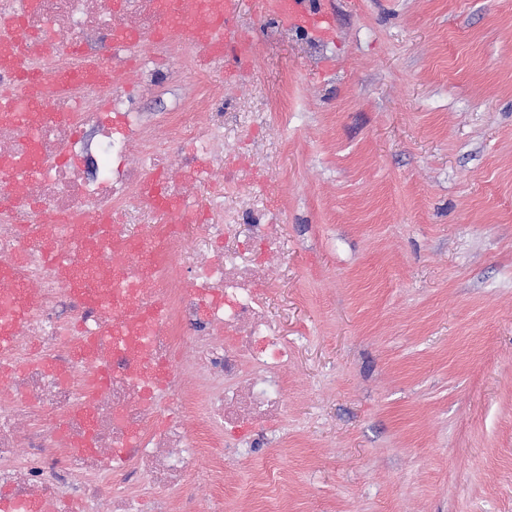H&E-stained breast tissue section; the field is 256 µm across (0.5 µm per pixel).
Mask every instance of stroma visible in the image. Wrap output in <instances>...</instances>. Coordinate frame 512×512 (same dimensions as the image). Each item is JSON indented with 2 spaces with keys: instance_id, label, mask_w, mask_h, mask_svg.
I'll use <instances>...</instances> for the list:
<instances>
[{
  "instance_id": "1",
  "label": "stroma",
  "mask_w": 512,
  "mask_h": 512,
  "mask_svg": "<svg viewBox=\"0 0 512 512\" xmlns=\"http://www.w3.org/2000/svg\"><path fill=\"white\" fill-rule=\"evenodd\" d=\"M322 3L317 40L241 0L221 218L286 241L268 311L294 355L268 441L191 494L512 512V0Z\"/></svg>"
}]
</instances>
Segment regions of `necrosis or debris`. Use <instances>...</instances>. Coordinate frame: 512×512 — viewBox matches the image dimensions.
<instances>
[{
	"label": "necrosis or debris",
	"mask_w": 512,
	"mask_h": 512,
	"mask_svg": "<svg viewBox=\"0 0 512 512\" xmlns=\"http://www.w3.org/2000/svg\"><path fill=\"white\" fill-rule=\"evenodd\" d=\"M176 0H35L12 33L27 66L74 96L48 99L36 136L7 119L15 87L0 72V168L37 159L34 178L0 181V263L21 260L18 283L31 304L0 356V491L41 512L77 502L85 512H171L169 492L210 475L225 457L246 458L243 432H267L285 414L280 370L293 355L267 314L260 287L285 243L254 212L263 242L253 256L237 227L217 221L234 173L224 165L227 129L242 125L208 94L212 68L177 30L190 23ZM52 24L46 55L40 34ZM118 31L142 34L116 50ZM105 65L109 82L94 79ZM195 70L202 92L179 89ZM175 94L173 107L162 106ZM160 102L153 120L140 103ZM154 196L143 197L148 180ZM212 190L206 207L196 188ZM125 239L126 252L102 241ZM69 257L76 278L49 255ZM139 314L149 346L124 332L116 310ZM94 347L75 356L78 339ZM165 373V385L151 373ZM105 371V384L87 380Z\"/></svg>",
	"instance_id": "1"
}]
</instances>
